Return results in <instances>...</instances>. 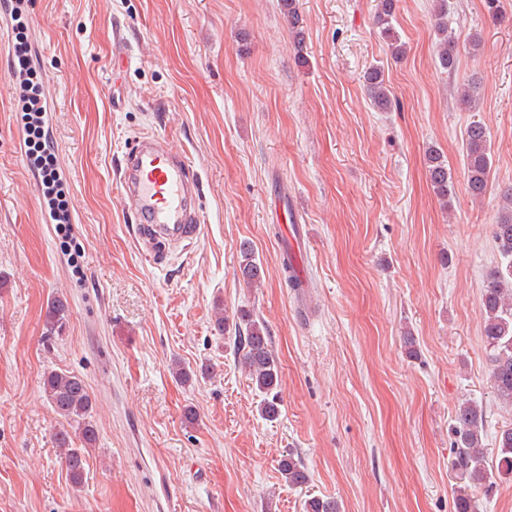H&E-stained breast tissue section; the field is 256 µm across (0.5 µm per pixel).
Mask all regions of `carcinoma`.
<instances>
[{"mask_svg":"<svg viewBox=\"0 0 512 512\" xmlns=\"http://www.w3.org/2000/svg\"><path fill=\"white\" fill-rule=\"evenodd\" d=\"M288 23L295 36H301L302 18L296 0H282ZM397 0H376L374 20L379 34L395 56L404 52V44L395 28ZM438 19L437 57L445 70L455 68L457 41L448 32L447 0H434ZM365 88L372 106L388 112L393 99L387 87L384 70L370 66L365 72ZM459 100L470 109L480 102L479 86L469 82L460 87ZM467 162V186L470 194H484L492 169L487 127L480 121L470 122L463 134ZM428 176L435 195L448 204L452 176L443 154L430 148L427 154ZM502 213L497 223L490 225V236L501 262L486 276L482 288L484 310L483 335L492 362V381L501 403L512 406V186L503 191ZM239 274L244 283L257 287L263 277V268L248 244L240 247ZM68 315V302L55 299L48 307L46 329L49 334L60 331ZM235 344L242 353L243 363L252 385L262 395L261 415L267 420L279 416L280 363L272 349L271 339L264 322L248 311L240 312L234 323ZM43 393L55 413L66 425L55 433L57 448L63 456L70 482L79 487L87 457L95 450L97 429L93 420V402L84 380L68 371L51 370L43 379ZM456 466L475 487L491 488L501 478L512 477V428L501 430L497 436L498 454L495 465L488 466L481 437L484 429L482 410L471 402L460 405L454 415ZM279 471L285 482L293 487L308 484L307 467L301 457L287 453L279 462ZM305 512H341L338 501L332 498L311 497L304 504Z\"/></svg>","mask_w":512,"mask_h":512,"instance_id":"obj_1","label":"carcinoma"}]
</instances>
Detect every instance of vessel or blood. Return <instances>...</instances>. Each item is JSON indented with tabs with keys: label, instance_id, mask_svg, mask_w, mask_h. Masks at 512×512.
Returning <instances> with one entry per match:
<instances>
[{
	"label": "vessel or blood",
	"instance_id": "1",
	"mask_svg": "<svg viewBox=\"0 0 512 512\" xmlns=\"http://www.w3.org/2000/svg\"><path fill=\"white\" fill-rule=\"evenodd\" d=\"M117 186L137 239L154 262L165 259L167 245L188 246L198 238L202 215L192 199L199 194V179L164 137L146 135L128 147Z\"/></svg>",
	"mask_w": 512,
	"mask_h": 512
}]
</instances>
